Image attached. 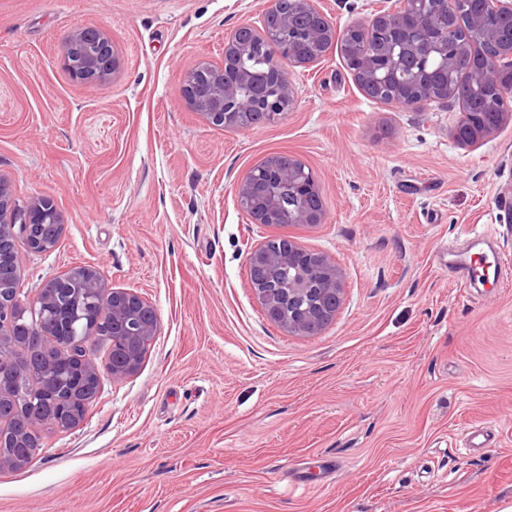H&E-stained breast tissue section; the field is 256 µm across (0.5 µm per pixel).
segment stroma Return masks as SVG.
Instances as JSON below:
<instances>
[{
    "label": "stroma",
    "instance_id": "obj_1",
    "mask_svg": "<svg viewBox=\"0 0 512 512\" xmlns=\"http://www.w3.org/2000/svg\"><path fill=\"white\" fill-rule=\"evenodd\" d=\"M270 0H0V177L55 201L50 251L19 245V288L83 265L144 296L159 328L137 372L102 376L83 422L24 468L0 512H507L512 507V263L460 278L445 244L512 260V119L458 144L460 102L386 104L339 50L292 67V108L211 126L186 72L224 59ZM95 26L119 67L93 87L63 64ZM275 154L314 174L323 223H251L235 185ZM276 236L328 255L344 298L288 333L251 286ZM495 434L472 451L471 426Z\"/></svg>",
    "mask_w": 512,
    "mask_h": 512
}]
</instances>
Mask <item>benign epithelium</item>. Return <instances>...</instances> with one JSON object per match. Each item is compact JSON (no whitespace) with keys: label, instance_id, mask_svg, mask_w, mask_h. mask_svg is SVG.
<instances>
[{"label":"benign epithelium","instance_id":"obj_1","mask_svg":"<svg viewBox=\"0 0 512 512\" xmlns=\"http://www.w3.org/2000/svg\"><path fill=\"white\" fill-rule=\"evenodd\" d=\"M309 17L307 27L301 32L308 51L293 48L277 51L279 57L292 66H305L320 62L336 39L364 37L375 48L358 55L348 64L361 87L367 81L392 82L401 92L391 101L402 106L418 103L423 94V77L408 63L416 54L417 44L429 40L437 45L442 64L454 67L466 55H474L472 36L496 45V53L479 61L476 80L483 91V108L492 110L491 118L481 113L463 112L454 128L455 139L463 145H473L490 137L503 119L512 116V105L501 103L512 91V0H482L477 13L467 15V28L459 32L456 26L449 30H430L425 24L427 13L447 0H372L371 11L362 21L355 22L337 33L331 18L316 0H299ZM251 25L241 24L229 35L224 45V61L191 69L185 77L186 97L193 108L214 127H223L224 119L231 114L243 115L258 107L262 95L255 93L259 80L247 71H238L237 79L224 83V69L246 47V36ZM66 69L81 83L94 86L111 77L118 68L112 40L101 29L85 28L69 34L63 46ZM296 97L295 87L284 82L276 96L265 100V111L277 117L288 111ZM286 181L295 187L296 195L319 193L314 175L305 173L297 165L288 169H272L263 189H256L252 176L244 177L236 186L235 194L241 208L252 223L268 224L275 218L289 225L321 224L324 211L300 207L288 212L280 210L274 186ZM63 218L54 201L36 198L18 207L11 186L0 177V248L18 237L19 231H33L43 224H61ZM248 264L255 268L290 264L299 274L288 297L276 290L257 288L255 293L268 317L288 329L290 333L313 335L332 321L341 307L344 288L336 265L321 253L312 252L294 240H288V250L272 252L265 245H258L247 253ZM21 259L13 253L9 263L0 264V369L14 364V355L8 345H24L19 336L39 343L44 351H66L56 331L35 328L18 323V312L49 307L55 288L63 278L78 277L90 291L102 295V311L120 314L123 320L112 323V357L87 354L85 372L93 379H100L101 372L114 379H123L135 373L143 351L156 336L158 315L153 305L140 294L127 289L107 290L102 274L94 267L80 266L49 280L38 297L32 301L21 297L13 287ZM13 413L0 388V447L14 442V448L27 447L24 436L41 427L40 421H27L22 433H10Z\"/></svg>","mask_w":512,"mask_h":512}]
</instances>
